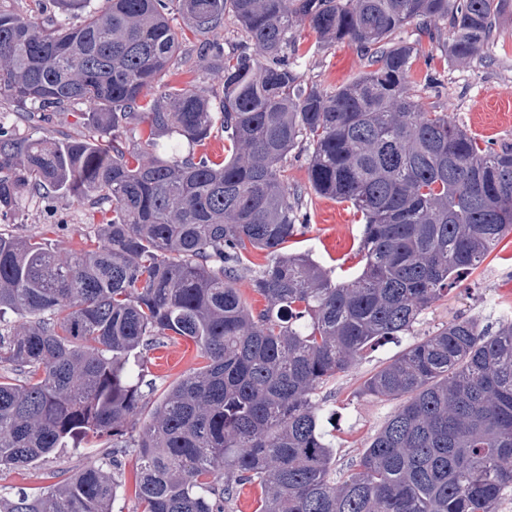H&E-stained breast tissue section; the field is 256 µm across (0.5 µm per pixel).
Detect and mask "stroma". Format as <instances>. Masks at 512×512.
<instances>
[{"mask_svg": "<svg viewBox=\"0 0 512 512\" xmlns=\"http://www.w3.org/2000/svg\"><path fill=\"white\" fill-rule=\"evenodd\" d=\"M294 38L302 49L298 65L306 81L324 88L337 87L364 69L356 45L345 42L320 46L318 35L307 23L295 26ZM409 89L427 108L451 115L477 138L498 147L512 145V10L500 16L493 39L470 60L456 61L444 53L441 45L424 43L410 73ZM305 201V224L292 240L291 251L308 253L337 279L342 276V268L360 270V213L350 203L315 194L306 195ZM88 217L89 205L84 201L59 204L29 200L17 214L14 230L19 235L49 239L66 252L82 247L85 239L95 234L96 227L89 224ZM507 313L512 315V234L478 269L464 275L447 296L424 311L410 331L364 353L325 390L323 430L335 450L337 473L349 470L361 449L398 407L397 402L361 394L366 378L449 321L476 318L492 325ZM203 363L196 346L179 338L164 342L162 350L151 351L143 374L157 398L170 384ZM102 450L101 441L91 435L79 450H66L39 469L2 470L0 493L34 491L43 486L44 473L60 468L78 470L100 457Z\"/></svg>", "mask_w": 512, "mask_h": 512, "instance_id": "35a3bbf8", "label": "stroma"}]
</instances>
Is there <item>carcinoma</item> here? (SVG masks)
<instances>
[{
	"label": "carcinoma",
	"mask_w": 512,
	"mask_h": 512,
	"mask_svg": "<svg viewBox=\"0 0 512 512\" xmlns=\"http://www.w3.org/2000/svg\"><path fill=\"white\" fill-rule=\"evenodd\" d=\"M512 0H35L0 8V100L44 123L84 105L79 138L0 123V468L50 459L90 434L92 462L0 512H112L113 449L134 447L140 512H497L512 489V317L455 320L368 377L399 401L354 468L336 477L320 392L381 339L409 331L512 233V146L479 142L407 95L417 43L453 29L476 55ZM241 40L224 52V16ZM354 42L368 70L339 88L288 60L298 22ZM224 74L221 92L165 82L187 34ZM147 123L149 135L131 133ZM219 133L225 158L182 154ZM308 152L309 188L363 219L362 271L338 282L288 252L302 192L283 168ZM25 198L106 208L63 257L5 229ZM266 305L236 281L247 247ZM205 359L134 431L146 394L132 364L162 339Z\"/></svg>",
	"instance_id": "cac0c4a2"
}]
</instances>
